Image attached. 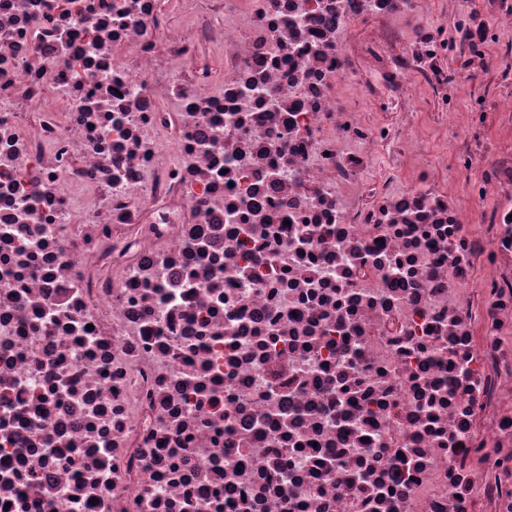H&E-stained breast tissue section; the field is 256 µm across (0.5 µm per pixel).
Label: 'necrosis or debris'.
<instances>
[{
  "label": "necrosis or debris",
  "instance_id": "1",
  "mask_svg": "<svg viewBox=\"0 0 512 512\" xmlns=\"http://www.w3.org/2000/svg\"><path fill=\"white\" fill-rule=\"evenodd\" d=\"M436 5L0 0V512H512V0Z\"/></svg>",
  "mask_w": 512,
  "mask_h": 512
}]
</instances>
